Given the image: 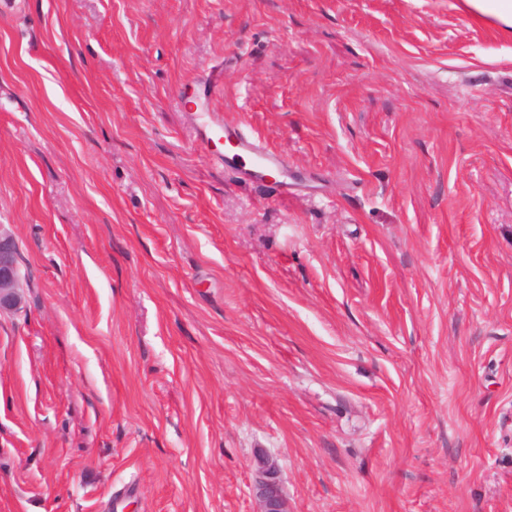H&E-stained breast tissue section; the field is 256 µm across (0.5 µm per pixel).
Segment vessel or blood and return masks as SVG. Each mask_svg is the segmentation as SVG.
<instances>
[{
    "label": "vessel or blood",
    "instance_id": "1",
    "mask_svg": "<svg viewBox=\"0 0 512 512\" xmlns=\"http://www.w3.org/2000/svg\"><path fill=\"white\" fill-rule=\"evenodd\" d=\"M217 145L222 146L226 166L236 168L246 179H257L274 170L286 169L288 160L269 149L259 138L242 126L214 124Z\"/></svg>",
    "mask_w": 512,
    "mask_h": 512
}]
</instances>
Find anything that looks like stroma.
Instances as JSON below:
<instances>
[{
	"mask_svg": "<svg viewBox=\"0 0 512 512\" xmlns=\"http://www.w3.org/2000/svg\"><path fill=\"white\" fill-rule=\"evenodd\" d=\"M0 224V512H257L263 459L288 512H512V33L457 0L0 8ZM218 135L216 141L214 136ZM209 140L223 147L217 150L224 157V165L233 167L245 179L267 176L273 170H285L288 159L269 149L259 138L243 126L215 123ZM23 276L14 235L0 225V313L16 312L23 303Z\"/></svg>",
	"mask_w": 512,
	"mask_h": 512,
	"instance_id": "stroma-1",
	"label": "stroma"
}]
</instances>
